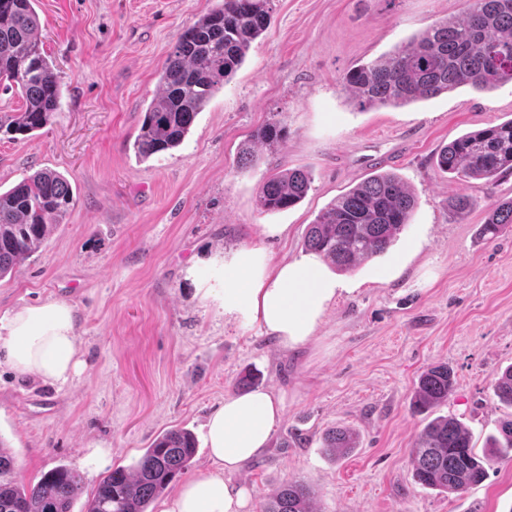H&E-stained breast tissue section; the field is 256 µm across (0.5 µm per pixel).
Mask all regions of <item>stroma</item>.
<instances>
[{
  "instance_id": "stroma-1",
  "label": "stroma",
  "mask_w": 512,
  "mask_h": 512,
  "mask_svg": "<svg viewBox=\"0 0 512 512\" xmlns=\"http://www.w3.org/2000/svg\"><path fill=\"white\" fill-rule=\"evenodd\" d=\"M217 4L37 0L60 105L34 135L0 133V190L48 168L69 181L74 206L45 247L0 280V317L68 301L84 367L57 387L0 360V438L18 481L68 466L82 477L72 512H84L112 468L177 428L197 440L186 478L212 470L208 416L251 371L285 410L270 448L232 476L250 488V512L295 480L313 488L314 512H512V459L494 461L460 495L417 484L410 460L432 417L463 422L481 454L512 414L493 394L496 372L512 365V227L492 242L479 235L488 210L512 198V175L465 182L436 166L455 138L512 119V83L365 111L341 84L351 67L463 15L468 0H273L268 28L184 143L138 161L129 145L175 41ZM271 119L287 140L240 166ZM382 168L414 191L411 221L385 254L341 274L345 289L310 343L283 350L204 305L199 289L221 275L215 257L247 245L275 262L299 257L315 216ZM283 169L308 172L310 190L293 208L260 212V185ZM456 194L475 201L466 216L448 205ZM262 225L280 232L259 234ZM441 362L455 374L447 404L414 413L419 374ZM335 427L358 436L336 460L322 448ZM98 445L109 456L86 466Z\"/></svg>"
}]
</instances>
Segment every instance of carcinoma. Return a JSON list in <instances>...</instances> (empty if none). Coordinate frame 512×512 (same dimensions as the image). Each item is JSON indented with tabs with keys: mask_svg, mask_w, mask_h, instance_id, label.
<instances>
[{
	"mask_svg": "<svg viewBox=\"0 0 512 512\" xmlns=\"http://www.w3.org/2000/svg\"><path fill=\"white\" fill-rule=\"evenodd\" d=\"M35 0H0V83L16 89L21 110L0 116V131L27 135L45 127L60 103L61 85L42 49ZM272 0H221L179 35L159 76V88L144 113L132 148L142 161L178 148L200 112L241 67L252 43L267 29ZM512 83V0H468L461 18L434 22L391 53L347 71L342 84L354 106L364 111L405 106L459 87L494 89ZM286 127L279 120L262 126L255 142L281 144ZM437 167L461 181L494 180L512 173V119L468 132L438 155ZM310 177L299 169L265 179L257 207L277 212L300 203ZM415 193L395 173L372 175L337 196L309 225L305 246L321 254L338 272H350L388 251L416 207ZM74 206L70 183L58 172L39 170L0 191V280L37 253ZM512 224V200L494 205L481 226L493 240ZM454 375L446 363L427 368L411 398L414 411L427 412L448 402ZM498 401L512 408V365L493 385ZM187 429L158 435L133 465L104 476L86 512H148L196 454ZM357 447L347 429L327 430L324 452L334 458ZM0 439V512H71L81 489L75 470L59 465L26 487L14 478L13 458ZM512 453V418L500 423L488 451L479 457L471 434L453 416L430 420L411 448L417 484L440 493H461L481 483L487 466ZM314 492L300 481L284 483L264 512H311Z\"/></svg>",
	"mask_w": 512,
	"mask_h": 512,
	"instance_id": "carcinoma-1",
	"label": "carcinoma"
}]
</instances>
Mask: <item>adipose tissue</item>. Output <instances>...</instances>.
<instances>
[{"mask_svg": "<svg viewBox=\"0 0 512 512\" xmlns=\"http://www.w3.org/2000/svg\"><path fill=\"white\" fill-rule=\"evenodd\" d=\"M339 290L321 256L311 252L274 264L262 247L252 245L225 260L223 281L203 289L202 296L221 314L258 326L294 350L313 339ZM0 358L16 375L68 383L83 366L73 306L48 299L1 318ZM283 413L282 398L270 391L226 397L206 423L216 471L187 481L164 512H247L250 493L230 475L266 451Z\"/></svg>", "mask_w": 512, "mask_h": 512, "instance_id": "ef3b65f1", "label": "adipose tissue"}]
</instances>
